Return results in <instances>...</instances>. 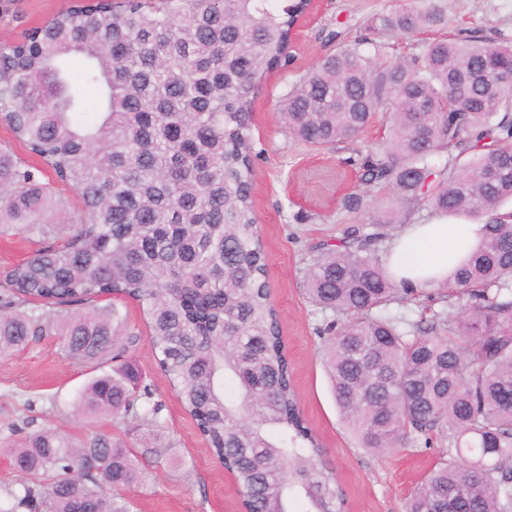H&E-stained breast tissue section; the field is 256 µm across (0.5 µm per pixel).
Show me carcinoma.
<instances>
[{"mask_svg": "<svg viewBox=\"0 0 512 512\" xmlns=\"http://www.w3.org/2000/svg\"><path fill=\"white\" fill-rule=\"evenodd\" d=\"M310 0H71L0 45V123L42 166L0 151V234L55 241L0 270V356L49 332L66 359L101 369L136 340L120 310L139 304L161 372L210 453L240 490L241 512H348L298 404L293 365L267 281L253 202L264 149L253 104L274 71L290 72L292 30ZM444 7L413 0L286 82L289 136L344 150L359 173L334 244L313 250L303 292L343 319L323 360L359 448L392 453L438 440L448 452L405 512H512V37H455ZM440 35L396 53L394 40ZM390 113L385 138L361 136ZM441 158V163L434 158ZM83 211L55 220L44 169ZM379 220L355 217L384 194ZM485 218L482 238L412 320L389 306L413 292L378 253L420 211ZM84 310L62 314L65 307ZM162 404L127 361L93 376L73 401L86 420L133 419L131 447L56 430L0 449L20 489L0 512H131L124 491L147 467L177 463L158 444Z\"/></svg>", "mask_w": 512, "mask_h": 512, "instance_id": "1", "label": "carcinoma"}]
</instances>
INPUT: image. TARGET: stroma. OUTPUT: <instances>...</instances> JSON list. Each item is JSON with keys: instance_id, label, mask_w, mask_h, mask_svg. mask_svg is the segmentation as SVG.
<instances>
[{"instance_id": "stroma-1", "label": "stroma", "mask_w": 512, "mask_h": 512, "mask_svg": "<svg viewBox=\"0 0 512 512\" xmlns=\"http://www.w3.org/2000/svg\"><path fill=\"white\" fill-rule=\"evenodd\" d=\"M405 2L325 0L320 15L302 32L294 70L315 67L335 50L328 35L339 24L357 27L374 13ZM69 3L14 0L7 16L0 19V42L42 25ZM443 4L449 32L478 27L490 37L512 35V0H443ZM281 78V73H271L254 105L252 136L265 150L257 163L254 201L271 297L281 316L300 406L348 493L350 512H405L408 496L444 449L438 444L431 448L416 444L393 454L374 455L356 448L340 419L320 359L327 340L321 329L332 316L309 303L301 280L315 246L340 237L336 212L341 198L354 191L357 174L341 164L339 153L315 151L289 138L277 105ZM121 311L137 335L126 357L163 403L165 430L176 442L181 459L180 467L163 464L152 469L145 481L130 490L136 512H236L237 486L210 455L160 371L137 302L125 300ZM89 378L88 366L62 357L54 336L0 358V435L10 436L13 428L32 419L38 427L62 430L76 441L85 439L91 427L73 420L64 407Z\"/></svg>"}]
</instances>
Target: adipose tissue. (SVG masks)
I'll use <instances>...</instances> for the list:
<instances>
[{
	"instance_id": "adipose-tissue-1",
	"label": "adipose tissue",
	"mask_w": 512,
	"mask_h": 512,
	"mask_svg": "<svg viewBox=\"0 0 512 512\" xmlns=\"http://www.w3.org/2000/svg\"><path fill=\"white\" fill-rule=\"evenodd\" d=\"M481 233V225L451 223L444 219L429 224L408 225L392 249V274L396 280L415 286L443 282L456 265L468 258ZM414 245L424 249V259L417 264L402 262L404 251Z\"/></svg>"
}]
</instances>
